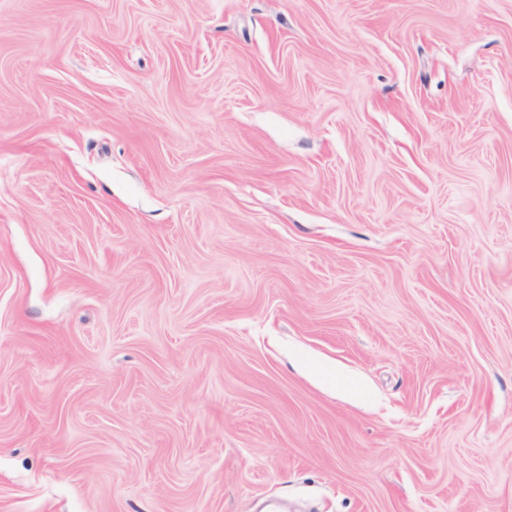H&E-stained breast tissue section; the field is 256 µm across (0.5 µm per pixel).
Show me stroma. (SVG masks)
I'll list each match as a JSON object with an SVG mask.
<instances>
[{
    "label": "stroma",
    "mask_w": 512,
    "mask_h": 512,
    "mask_svg": "<svg viewBox=\"0 0 512 512\" xmlns=\"http://www.w3.org/2000/svg\"><path fill=\"white\" fill-rule=\"evenodd\" d=\"M512 512V0H0V512Z\"/></svg>",
    "instance_id": "35a3bbf8"
}]
</instances>
